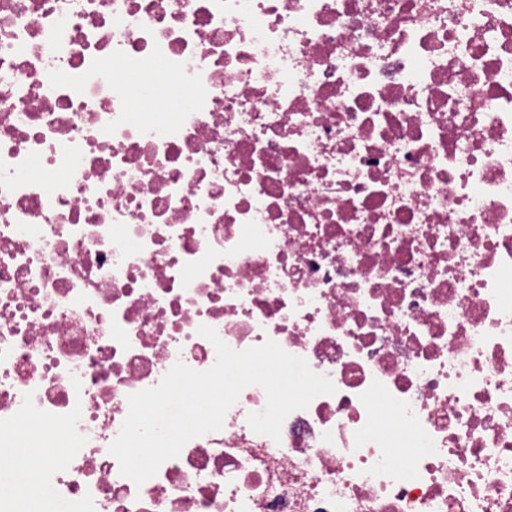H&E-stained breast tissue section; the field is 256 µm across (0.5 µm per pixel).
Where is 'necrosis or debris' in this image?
<instances>
[{"label":"necrosis or debris","instance_id":"obj_1","mask_svg":"<svg viewBox=\"0 0 512 512\" xmlns=\"http://www.w3.org/2000/svg\"><path fill=\"white\" fill-rule=\"evenodd\" d=\"M202 325L336 392L135 485ZM60 430L71 512H512V0H0V448Z\"/></svg>","mask_w":512,"mask_h":512}]
</instances>
